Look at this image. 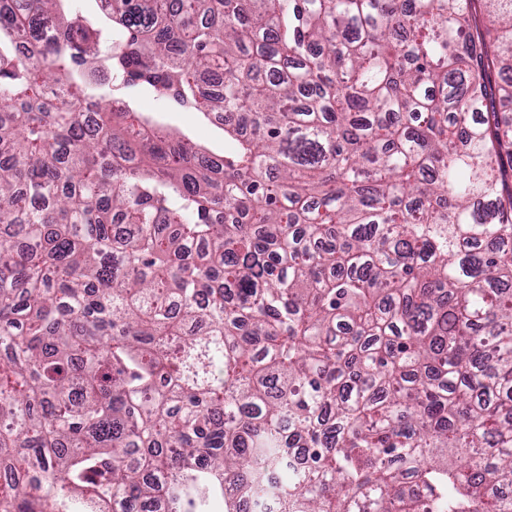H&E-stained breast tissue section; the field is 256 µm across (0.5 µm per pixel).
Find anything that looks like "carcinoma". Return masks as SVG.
<instances>
[{
	"instance_id": "carcinoma-1",
	"label": "carcinoma",
	"mask_w": 512,
	"mask_h": 512,
	"mask_svg": "<svg viewBox=\"0 0 512 512\" xmlns=\"http://www.w3.org/2000/svg\"><path fill=\"white\" fill-rule=\"evenodd\" d=\"M75 12L0 0V512H512V0ZM120 96L131 99L145 115L164 123L172 132L188 136L210 152L224 154V130L213 126L199 114L173 103L162 108L152 94L138 88L125 89Z\"/></svg>"
}]
</instances>
